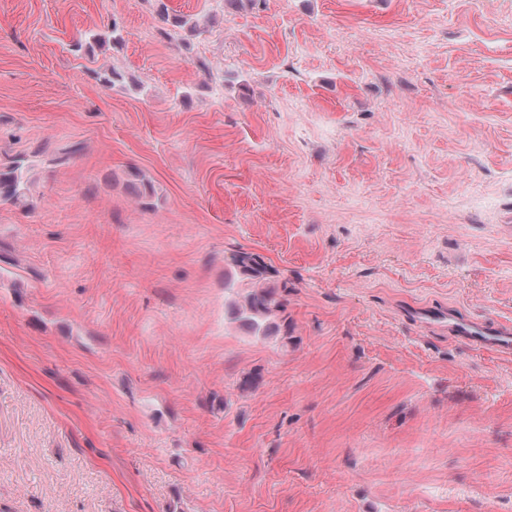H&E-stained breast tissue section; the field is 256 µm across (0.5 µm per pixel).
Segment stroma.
Segmentation results:
<instances>
[{"mask_svg":"<svg viewBox=\"0 0 512 512\" xmlns=\"http://www.w3.org/2000/svg\"><path fill=\"white\" fill-rule=\"evenodd\" d=\"M166 2L0 0V512H512V0ZM157 5V15L163 26L160 35L167 42L182 41L181 30L188 24V20L181 15L171 14L164 0H154ZM24 190V181L20 162L0 169V200L17 201ZM232 269L224 280L229 312L252 336L266 338L280 331L272 318L287 306L288 279L254 252L237 250L227 258ZM448 332L474 347L512 354V326L448 312Z\"/></svg>","mask_w":512,"mask_h":512,"instance_id":"stroma-1","label":"stroma"}]
</instances>
